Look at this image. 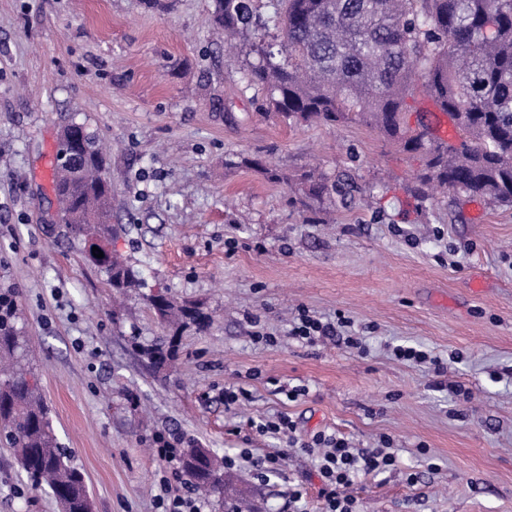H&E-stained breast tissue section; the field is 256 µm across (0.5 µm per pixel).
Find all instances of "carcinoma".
I'll return each mask as SVG.
<instances>
[{
    "label": "carcinoma",
    "mask_w": 512,
    "mask_h": 512,
    "mask_svg": "<svg viewBox=\"0 0 512 512\" xmlns=\"http://www.w3.org/2000/svg\"><path fill=\"white\" fill-rule=\"evenodd\" d=\"M271 18L257 0H213L214 26L229 51L247 63V87L268 95L274 115L290 125L360 124L421 161L414 191L433 188L476 195L494 207L512 205V0H272ZM277 35L266 40L269 26ZM422 94L454 120L459 137L444 142L422 120L406 122L408 101ZM75 160L56 163L60 218L77 237H112V184L106 153L81 123ZM240 164L294 189L291 203L330 214L353 186L316 167L288 173L242 158ZM102 269L124 294L143 287L133 269L112 257ZM148 302L172 335L139 347L155 369L176 352L177 337L204 330L202 307L163 295ZM0 442L12 448L34 489L47 488L64 512H92L84 475L56 442L28 358L15 303L0 295ZM177 469L193 487L224 497V463L208 448L179 449Z\"/></svg>",
    "instance_id": "cac0c4a2"
}]
</instances>
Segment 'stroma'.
<instances>
[{"instance_id": "stroma-1", "label": "stroma", "mask_w": 512, "mask_h": 512, "mask_svg": "<svg viewBox=\"0 0 512 512\" xmlns=\"http://www.w3.org/2000/svg\"><path fill=\"white\" fill-rule=\"evenodd\" d=\"M212 11V0H0V291L16 297L94 512H154L163 480L181 486L153 454L157 435L254 460L286 446L255 428L280 412L305 440L391 439L395 466L349 489L358 512H512V206L414 200L419 160L378 133L269 115L264 94L242 90L245 62L225 52ZM74 122L110 149L112 250L144 283L125 298L58 220L57 140ZM244 156L291 172L316 162L355 189L325 224ZM158 291L215 318L184 331L159 373L133 348L163 334L147 301ZM302 308L344 315L363 350L293 340ZM397 345L422 346L447 374L398 360ZM228 387L246 398L225 405ZM292 387L304 395L288 400ZM225 475V498L202 512H235L241 497L250 512H288L298 486L302 512L320 510L315 459L300 448L269 479L245 462ZM0 512H58L1 446Z\"/></svg>"}]
</instances>
